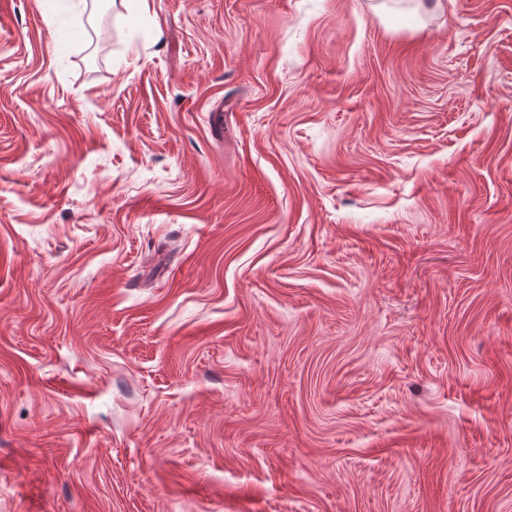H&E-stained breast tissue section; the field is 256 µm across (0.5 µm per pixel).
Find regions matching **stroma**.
I'll return each mask as SVG.
<instances>
[{
	"mask_svg": "<svg viewBox=\"0 0 512 512\" xmlns=\"http://www.w3.org/2000/svg\"><path fill=\"white\" fill-rule=\"evenodd\" d=\"M0 512H512V0H0Z\"/></svg>",
	"mask_w": 512,
	"mask_h": 512,
	"instance_id": "1",
	"label": "stroma"
}]
</instances>
